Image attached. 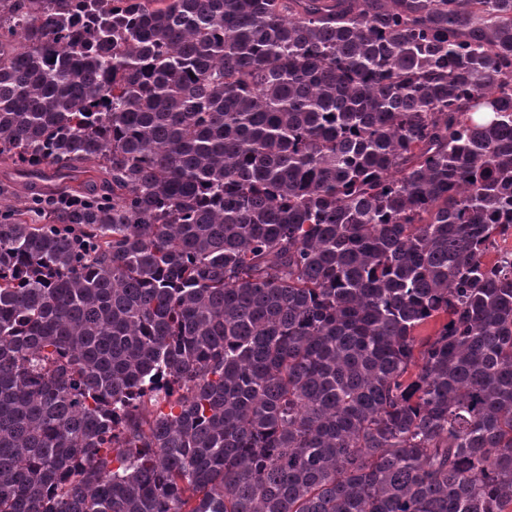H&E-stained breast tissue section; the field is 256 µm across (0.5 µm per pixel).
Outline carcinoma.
<instances>
[{"label": "carcinoma", "instance_id": "carcinoma-1", "mask_svg": "<svg viewBox=\"0 0 512 512\" xmlns=\"http://www.w3.org/2000/svg\"><path fill=\"white\" fill-rule=\"evenodd\" d=\"M0 163V512H512V0H0Z\"/></svg>", "mask_w": 512, "mask_h": 512}]
</instances>
